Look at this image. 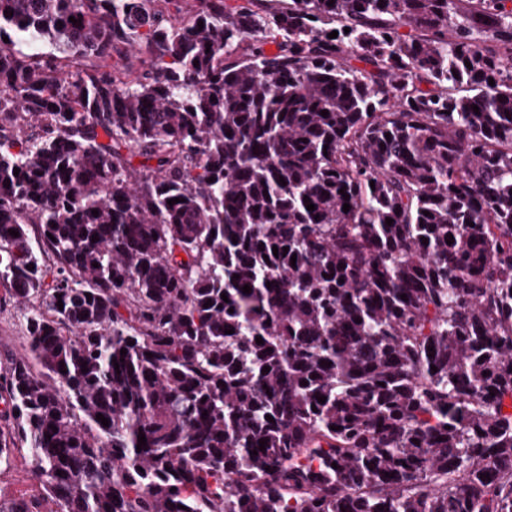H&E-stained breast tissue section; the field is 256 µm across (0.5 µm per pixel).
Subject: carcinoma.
<instances>
[{
	"label": "carcinoma",
	"mask_w": 512,
	"mask_h": 512,
	"mask_svg": "<svg viewBox=\"0 0 512 512\" xmlns=\"http://www.w3.org/2000/svg\"><path fill=\"white\" fill-rule=\"evenodd\" d=\"M259 2L0 0V512H512V0ZM23 311L0 288V360L24 352ZM15 455L9 471L0 476V495L4 499L29 498L37 491L36 483L32 480L24 459L17 451Z\"/></svg>",
	"instance_id": "1"
}]
</instances>
